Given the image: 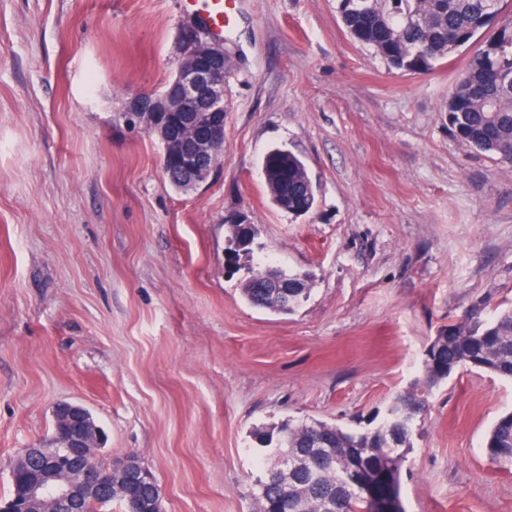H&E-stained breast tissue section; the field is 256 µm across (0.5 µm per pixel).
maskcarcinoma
<instances>
[{
    "instance_id": "cac0c4a2",
    "label": "carcinoma",
    "mask_w": 512,
    "mask_h": 512,
    "mask_svg": "<svg viewBox=\"0 0 512 512\" xmlns=\"http://www.w3.org/2000/svg\"><path fill=\"white\" fill-rule=\"evenodd\" d=\"M350 36L391 67L421 73L452 55L458 45L482 38L477 54L448 95V120L467 147L512 165V19H498L504 0H337ZM264 163L272 203L288 214H308L316 197L305 164L276 149ZM227 260L249 255L252 224L228 225ZM243 296L252 306L287 313L310 292V275L257 260ZM288 277V288H258L269 268ZM460 367L482 369L512 381V302L485 313L467 311L448 333L434 340L412 386L395 394L372 427L351 430L320 420L284 419L253 429L251 451L258 470L249 495L255 512H403L400 472L413 436L421 428L433 390ZM490 460L512 468V412L497 418L485 442ZM158 485L112 484L121 509L149 508Z\"/></svg>"
}]
</instances>
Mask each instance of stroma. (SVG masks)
Returning a JSON list of instances; mask_svg holds the SVG:
<instances>
[{
    "mask_svg": "<svg viewBox=\"0 0 512 512\" xmlns=\"http://www.w3.org/2000/svg\"><path fill=\"white\" fill-rule=\"evenodd\" d=\"M224 37V155L180 192L128 99L175 73L179 0H0V496L54 409L87 408L108 464L137 454L162 512H252L256 426L366 427L473 305L512 301V165L456 140L448 92L480 44L392 70L336 0H236ZM316 205L270 199L273 148ZM255 253L312 273L286 315L250 306L226 214ZM512 381L460 368L430 397L401 475L404 512H512L484 439ZM225 219L232 223L228 224L227 260L228 262H237L241 252L246 255L251 254L256 231L254 225L249 223L248 217L243 211L228 214L225 216Z\"/></svg>",
    "mask_w": 512,
    "mask_h": 512,
    "instance_id": "obj_1",
    "label": "stroma"
}]
</instances>
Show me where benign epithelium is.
Masks as SVG:
<instances>
[{"instance_id":"1","label":"benign epithelium","mask_w":512,"mask_h":512,"mask_svg":"<svg viewBox=\"0 0 512 512\" xmlns=\"http://www.w3.org/2000/svg\"><path fill=\"white\" fill-rule=\"evenodd\" d=\"M183 52L172 83L155 95L136 94L125 105L128 126L146 129L162 145V168H180L197 185L217 171L224 152V44L210 40L193 20L180 30ZM51 446L23 448L10 470L17 476L20 461L37 464L23 498L0 502V512H86V504L112 501L115 470L149 477L138 457L130 454L117 466L100 471L96 459L103 449V430L89 411L63 403L54 411Z\"/></svg>"}]
</instances>
